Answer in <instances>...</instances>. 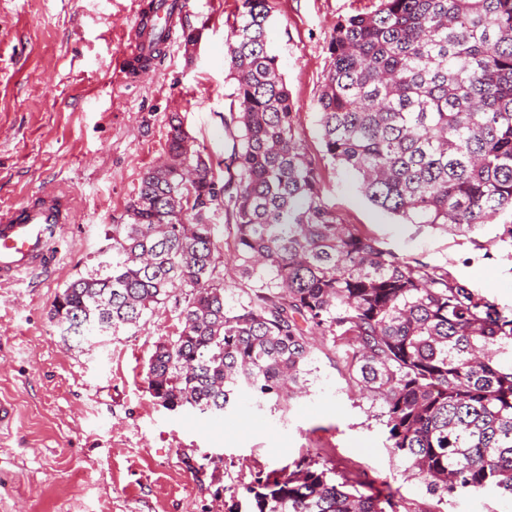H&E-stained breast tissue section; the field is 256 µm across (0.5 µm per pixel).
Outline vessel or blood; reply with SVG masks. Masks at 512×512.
Returning a JSON list of instances; mask_svg holds the SVG:
<instances>
[{
  "instance_id": "b4317fda",
  "label": "vessel or blood",
  "mask_w": 512,
  "mask_h": 512,
  "mask_svg": "<svg viewBox=\"0 0 512 512\" xmlns=\"http://www.w3.org/2000/svg\"><path fill=\"white\" fill-rule=\"evenodd\" d=\"M187 6V0H157L154 13L134 12L119 61L127 79L140 80L171 56L181 40ZM73 221L69 196L54 189L26 205L0 212V283L41 278L58 254L62 226Z\"/></svg>"
}]
</instances>
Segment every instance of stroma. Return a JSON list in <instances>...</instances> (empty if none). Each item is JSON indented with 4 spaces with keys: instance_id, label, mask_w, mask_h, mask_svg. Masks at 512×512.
Wrapping results in <instances>:
<instances>
[{
    "instance_id": "stroma-1",
    "label": "stroma",
    "mask_w": 512,
    "mask_h": 512,
    "mask_svg": "<svg viewBox=\"0 0 512 512\" xmlns=\"http://www.w3.org/2000/svg\"><path fill=\"white\" fill-rule=\"evenodd\" d=\"M135 0H0V209L59 186L77 215L61 230L58 261L34 285L0 286V512H225L252 504L256 472L317 453L347 479L393 491L410 512H512L492 491L437 499L385 448L378 408L351 384L341 349L313 336L307 394L289 410L242 392L226 416L174 413L145 382L159 340L180 323L162 304L109 342H64L49 320L55 295L97 267L112 224L144 172L165 161L171 114L210 158L216 180L231 142L224 126L236 81L227 43L241 0H188L194 49L177 46L131 83L114 68ZM374 0H267V47L296 112L297 136L321 149L318 97L338 22ZM324 195L344 223L400 256L440 267L512 312V214L465 232L406 224L372 206L354 172L323 171Z\"/></svg>"
}]
</instances>
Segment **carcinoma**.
Segmentation results:
<instances>
[{
	"mask_svg": "<svg viewBox=\"0 0 512 512\" xmlns=\"http://www.w3.org/2000/svg\"><path fill=\"white\" fill-rule=\"evenodd\" d=\"M267 0H243L228 44L239 139L224 214L245 300L225 304L212 164L170 120L167 164L112 225V260L68 282L49 319L80 345L173 301L181 328L146 382L173 412L222 415L247 390L287 410L307 389L311 335L346 347L350 380L380 402L386 443L440 499L512 496V315L448 272L341 222L322 165L353 171L373 206L409 224L483 228L512 211V0H377L340 21L318 98L321 150L296 134L267 49ZM191 198L168 216V195ZM252 512H400L392 494L302 457L255 474Z\"/></svg>",
	"mask_w": 512,
	"mask_h": 512,
	"instance_id": "obj_1",
	"label": "carcinoma"
}]
</instances>
